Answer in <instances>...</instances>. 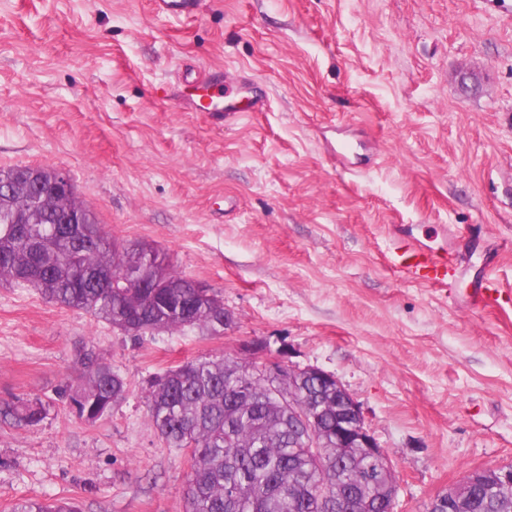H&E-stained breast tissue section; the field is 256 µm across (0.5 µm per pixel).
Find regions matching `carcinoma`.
Segmentation results:
<instances>
[{"label":"carcinoma","mask_w":512,"mask_h":512,"mask_svg":"<svg viewBox=\"0 0 512 512\" xmlns=\"http://www.w3.org/2000/svg\"><path fill=\"white\" fill-rule=\"evenodd\" d=\"M12 200L13 206H0L1 283L16 288L31 283L48 301L111 325L124 321L137 336L179 328L224 334L220 292L200 297L167 253L134 243L130 258L150 257L161 287L128 288L113 251L115 239L80 200L55 195L32 224L10 223L12 211L26 205L20 192ZM77 211L84 223H60ZM80 365L81 382L65 398L76 414L88 410L95 423L126 398L128 384L92 349ZM251 365L239 358L201 357L166 370L150 384L146 405L154 429L168 447L188 456L184 512H355L357 496L362 512H394V503L378 487L362 482L375 465L359 449L338 456L328 447L336 437V402L316 380H304L293 398L305 402L317 441L327 445L318 457L292 430L270 384L249 378ZM243 384L249 398L238 401L235 394ZM46 414L38 399L0 401V417L17 427L36 426ZM320 482L330 486L324 499L316 494ZM8 512L81 508L70 498H20ZM455 512H512V484L479 483L473 500Z\"/></svg>","instance_id":"cac0c4a2"}]
</instances>
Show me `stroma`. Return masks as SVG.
<instances>
[{
	"label": "stroma",
	"instance_id": "stroma-1",
	"mask_svg": "<svg viewBox=\"0 0 512 512\" xmlns=\"http://www.w3.org/2000/svg\"><path fill=\"white\" fill-rule=\"evenodd\" d=\"M204 68L257 80L269 107L225 119L179 104ZM481 90L462 92L459 71ZM358 146L357 171L324 143ZM70 176L120 242L167 252L220 292L224 335L134 337L0 284V512L22 497L82 512H183L184 453L148 415L158 373L247 345L332 373L394 465L397 512H432L468 471L512 465V0H0V168ZM447 225L481 248L455 290L402 282L391 225ZM507 294L468 305L484 267ZM93 344L129 383L88 424L62 393ZM151 3L156 13L188 18L195 14L198 0H152ZM47 409L36 399L15 398L14 400L0 401L1 419H10L16 427L36 426L44 420Z\"/></svg>",
	"mask_w": 512,
	"mask_h": 512
}]
</instances>
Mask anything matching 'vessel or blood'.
<instances>
[{"label":"vessel or blood","instance_id":"b4317fda","mask_svg":"<svg viewBox=\"0 0 512 512\" xmlns=\"http://www.w3.org/2000/svg\"><path fill=\"white\" fill-rule=\"evenodd\" d=\"M198 0H152L155 12L167 16L191 17L195 14ZM224 82V73L208 69L190 81V94L185 101L193 112H220L225 117L236 116L240 109L261 112L266 107V99L259 94H251L246 107L224 99L219 88ZM394 244L390 254L391 266L405 282L425 285L431 288L446 289L455 281L459 273L457 254L449 250L447 244L425 243L400 230H393ZM501 293L492 281L477 284L469 294L470 302L478 308L496 304Z\"/></svg>","mask_w":512,"mask_h":512}]
</instances>
